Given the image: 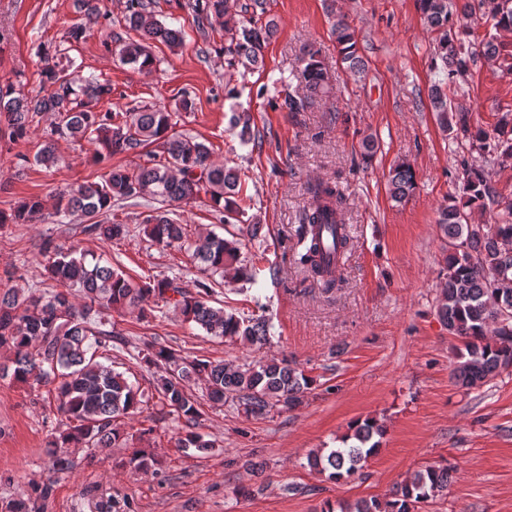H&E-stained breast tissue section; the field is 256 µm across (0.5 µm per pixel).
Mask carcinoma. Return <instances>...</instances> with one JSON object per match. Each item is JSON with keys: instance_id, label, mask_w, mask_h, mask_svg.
Instances as JSON below:
<instances>
[{"instance_id": "obj_1", "label": "carcinoma", "mask_w": 512, "mask_h": 512, "mask_svg": "<svg viewBox=\"0 0 512 512\" xmlns=\"http://www.w3.org/2000/svg\"><path fill=\"white\" fill-rule=\"evenodd\" d=\"M266 0H252L236 11L231 0H194L190 8L199 30L213 17L224 20L229 41V62H262V49L269 38V27H258L244 17L248 12L265 10ZM424 22L438 34L436 53L442 62L444 78L430 88V99L440 123L456 139L512 159V113L502 114L492 131L470 123L469 112L452 106L448 82L470 71L480 58L499 60L492 36H475L463 43L448 29L452 11L448 0H417ZM149 0H128L126 23L140 39L119 41L115 51L122 64L144 73L152 71L156 58L148 42L172 49L183 42L182 30L159 22L150 10ZM478 9L496 30L512 29V0H478ZM342 63L353 75L364 73L355 32L342 17L333 27ZM49 90L43 95L16 93L14 83H0V118L6 130L0 132L15 142L29 136L36 119L52 113L56 120L35 155L43 164H55L60 139H86L96 146L95 160L102 162L117 154L145 157L133 168L110 169L99 182L79 184L62 193L58 216H77L82 232L102 241L129 234L125 224L103 219L112 206L130 200L146 202L148 214L142 222L147 241L162 249L178 248L191 252L202 278L195 291L182 286L177 275L134 281L120 264L84 250L66 246L47 236L40 252L45 258L42 278L55 283L49 290L32 284L26 288L0 289V377L9 376L33 387L54 386L58 429L50 433L51 469L68 474L74 463L69 449L126 448L133 436L122 419L157 399L161 408L184 420L187 430L177 446L198 451L213 447L198 432L202 417L198 396L187 388L195 380L205 397L214 403L237 400L247 415L271 409L293 411L308 397L314 380L288 360L271 359L255 364L196 359L186 361L175 349L160 343L134 347L131 358L153 372L151 394L129 382L125 374L100 361L112 351L118 333L106 330L112 313L128 310L147 319L156 317L159 306L177 311L184 323L203 329L207 335L224 341L264 345L270 339V326L261 318L244 317L227 309L215 298L225 281H250L256 268L242 252V239L258 238L257 224H244L238 202L241 191L238 171L211 160L209 148L191 136L173 132V113L161 107L133 108L125 112H100L98 104L112 93L111 85L83 77L65 69L46 67L41 71ZM302 92L288 94L281 107L288 112H304L327 92L320 52L303 50L299 69ZM463 194L451 196L438 210L437 224L450 247L444 258V283L438 314L448 333L459 338L451 377L463 389L480 386L500 370L512 366V333L505 334L497 323L508 321L512 328V200L502 194L481 169L462 165ZM416 175L410 163L401 161L389 171L391 198L402 203L416 189ZM222 226L233 231L224 237L213 231L193 239L186 225L171 217L169 206L188 204L200 194ZM309 203L298 228L303 250L298 263L321 288H337L336 256L345 255L353 243L349 226L341 219L345 194L336 181H320L308 188ZM489 211L494 223L470 224L473 210ZM43 220V204L26 199L11 212H0V230L10 224H31ZM384 428L377 420L365 418L352 426V434L342 446L319 449L307 457L309 467L340 480L354 474L379 449ZM126 465L147 472L155 459L135 448ZM451 482V468L430 465L416 472L392 490L383 500H359L322 512H421L422 506L442 495ZM55 481L34 484L9 500L4 512H41L54 492Z\"/></svg>"}]
</instances>
